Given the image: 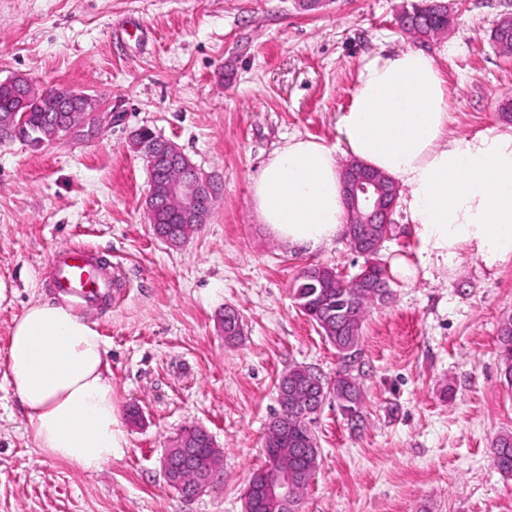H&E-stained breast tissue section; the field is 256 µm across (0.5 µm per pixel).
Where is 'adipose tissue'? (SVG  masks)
I'll use <instances>...</instances> for the list:
<instances>
[{
  "instance_id": "adipose-tissue-1",
  "label": "adipose tissue",
  "mask_w": 512,
  "mask_h": 512,
  "mask_svg": "<svg viewBox=\"0 0 512 512\" xmlns=\"http://www.w3.org/2000/svg\"><path fill=\"white\" fill-rule=\"evenodd\" d=\"M448 88L421 50L365 56L338 148L294 136L255 177L252 197L281 243L314 250L348 222L338 151L394 178L423 251L448 260L472 250L487 266L512 261V127L449 137ZM103 341L95 323L54 301L15 321L5 364L39 448L84 471L124 447Z\"/></svg>"
}]
</instances>
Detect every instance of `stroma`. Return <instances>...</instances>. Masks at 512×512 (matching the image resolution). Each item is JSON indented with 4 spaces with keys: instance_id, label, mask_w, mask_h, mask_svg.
<instances>
[{
    "instance_id": "stroma-1",
    "label": "stroma",
    "mask_w": 512,
    "mask_h": 512,
    "mask_svg": "<svg viewBox=\"0 0 512 512\" xmlns=\"http://www.w3.org/2000/svg\"><path fill=\"white\" fill-rule=\"evenodd\" d=\"M412 2L322 0L305 11L299 0H0V80L81 90L98 111L89 139L36 150L0 134V512H243L279 410L277 379L296 365L328 380L349 371L363 415L352 428L332 398L314 415L320 465L300 512H512V476L490 452L512 431L496 341L512 317V262L422 254L397 203L377 259L416 273L391 271V299L369 308L345 359L292 288L312 265L352 279L365 256L346 233L288 249L252 198L262 164L288 137L336 146L360 61L380 50L419 47L435 59L454 136L503 126L512 54L491 35L512 17V0H449L451 28L422 44L397 21ZM144 125L219 188L206 223L177 248L144 209L146 163L129 147ZM72 242L117 281L108 299L79 309L104 342L127 439L94 473L38 448L4 361L16 319L53 296V253ZM228 307L242 321L232 343L219 327ZM189 425L223 449L224 469L217 488L187 501L161 457Z\"/></svg>"
}]
</instances>
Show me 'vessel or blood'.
<instances>
[{
  "label": "vessel or blood",
  "instance_id": "vessel-or-blood-1",
  "mask_svg": "<svg viewBox=\"0 0 512 512\" xmlns=\"http://www.w3.org/2000/svg\"><path fill=\"white\" fill-rule=\"evenodd\" d=\"M53 259L57 266L51 283L54 292L90 301L110 291L111 277L97 271L94 254L86 246L69 244L55 253Z\"/></svg>",
  "mask_w": 512,
  "mask_h": 512
}]
</instances>
